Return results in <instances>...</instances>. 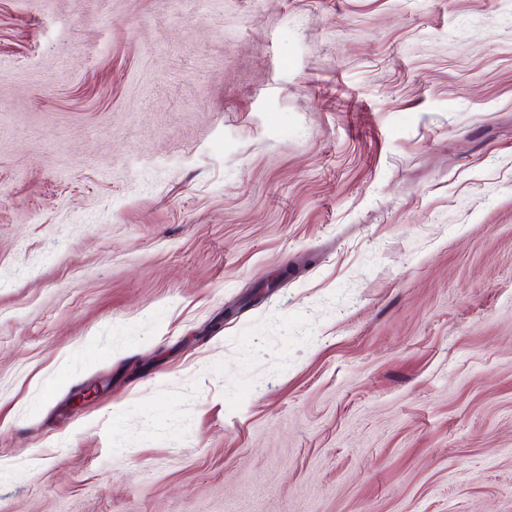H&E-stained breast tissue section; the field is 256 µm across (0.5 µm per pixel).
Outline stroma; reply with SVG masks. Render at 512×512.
Returning <instances> with one entry per match:
<instances>
[{"label":"stroma","instance_id":"1","mask_svg":"<svg viewBox=\"0 0 512 512\" xmlns=\"http://www.w3.org/2000/svg\"><path fill=\"white\" fill-rule=\"evenodd\" d=\"M0 512H512V0H0Z\"/></svg>","mask_w":512,"mask_h":512}]
</instances>
